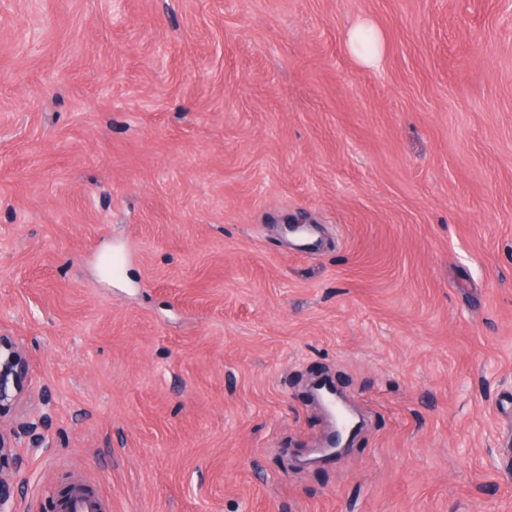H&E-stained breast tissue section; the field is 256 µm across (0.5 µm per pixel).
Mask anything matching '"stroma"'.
<instances>
[{
    "instance_id": "obj_1",
    "label": "stroma",
    "mask_w": 512,
    "mask_h": 512,
    "mask_svg": "<svg viewBox=\"0 0 512 512\" xmlns=\"http://www.w3.org/2000/svg\"><path fill=\"white\" fill-rule=\"evenodd\" d=\"M0 334L17 512H512V0H0ZM365 25H357L353 27L348 33V47L350 51L366 64L376 62L381 56L379 37H370L369 42L366 43L364 34ZM28 360L23 350L8 336L0 335V413L16 402L27 388ZM318 400L332 423V430L343 423L346 417H352L345 404L336 396V392L328 387L318 392Z\"/></svg>"
}]
</instances>
